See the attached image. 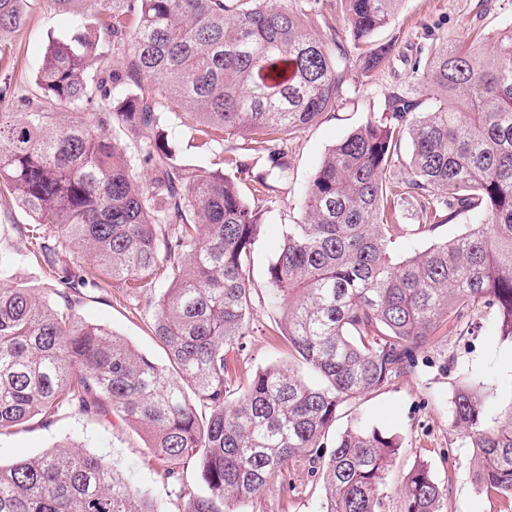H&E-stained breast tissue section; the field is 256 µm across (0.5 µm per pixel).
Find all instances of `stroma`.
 Masks as SVG:
<instances>
[{
  "instance_id": "obj_1",
  "label": "stroma",
  "mask_w": 512,
  "mask_h": 512,
  "mask_svg": "<svg viewBox=\"0 0 512 512\" xmlns=\"http://www.w3.org/2000/svg\"><path fill=\"white\" fill-rule=\"evenodd\" d=\"M480 2L402 0L397 18L379 36L395 41L398 52L412 55L417 47L429 46L441 36L465 42L478 37L489 40L512 28V0H490L484 10ZM71 35L67 17L35 5L24 28L0 52V74L8 72L15 79L32 82L48 46ZM396 81L393 71L382 72L367 92L342 105L335 119L304 130L289 144L288 179L276 203L269 206L254 251L255 281H262L284 225L298 217L300 193L309 174L335 142L380 111ZM31 222L21 209L0 205V250L10 252L15 259V282L47 288L51 282L32 254L27 233ZM75 313L80 319L106 325L144 355L165 363V352L152 331L153 310L147 304L131 305L120 289L108 286L82 299ZM253 319L256 333L247 338L242 351L228 358L229 374L237 385L258 367L272 362L286 366L292 363L288 340L280 335L264 302H257ZM478 323L474 330L447 325L414 374L394 379L347 407L334 427L335 432H342L357 416L365 425L403 437L400 454L386 480L390 512H398L403 478L418 461L427 462L446 488L447 512H512L511 499L477 491L473 450L453 423V390L466 377L488 383L490 392L484 408L487 419L498 417L512 405V339L501 335L492 311H483ZM57 445L76 446L105 456L132 475L137 486L151 492L166 512H182L185 497L180 487L159 477L161 464L140 432L115 418L91 422L68 414L45 428L17 427L12 434L0 436V462L9 464ZM322 503L320 479L307 467L289 464L271 477L265 493L250 503L246 512H322Z\"/></svg>"
}]
</instances>
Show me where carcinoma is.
I'll return each instance as SVG.
<instances>
[{
	"label": "carcinoma",
	"instance_id": "cac0c4a2",
	"mask_svg": "<svg viewBox=\"0 0 512 512\" xmlns=\"http://www.w3.org/2000/svg\"><path fill=\"white\" fill-rule=\"evenodd\" d=\"M34 2L0 0V47ZM340 2L346 32L320 40L308 20L324 0H43L75 34L50 44L33 83L0 77L13 105L0 112V204L32 216L54 288L12 285L14 259L0 251V435L61 412L117 416L146 434L163 480L195 467L203 490L186 493L184 512H245L293 460L320 476L323 512H384L403 439L356 424L331 441L338 413L412 375L450 322L490 309L512 339V29L488 46L443 36L398 57L376 34L402 0ZM396 60L407 81L328 149L257 284L251 259L287 144ZM172 126L213 144L212 167L181 161ZM226 135L267 154L250 199L237 180L248 158L224 157ZM409 201L411 235L461 213L478 223L398 260L394 218ZM85 255L90 273L75 265ZM158 278L167 368L75 317L91 290L136 299ZM261 289L295 364L258 368L238 391L228 357L254 333ZM486 397L483 383H459L454 424L474 448L476 488L512 498V406L489 423ZM444 497L417 463L401 512H443ZM0 512L165 509L78 449L0 464Z\"/></svg>",
	"mask_w": 512,
	"mask_h": 512
}]
</instances>
